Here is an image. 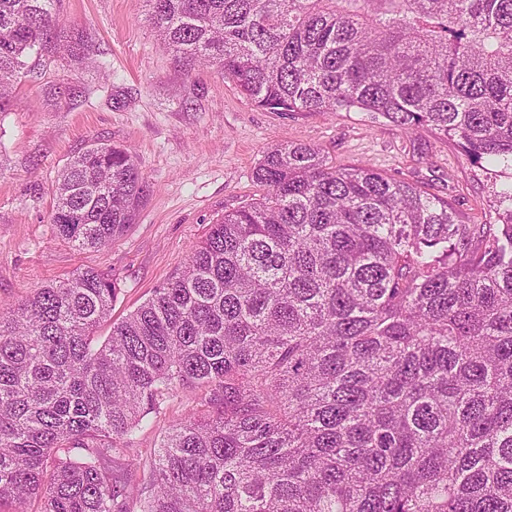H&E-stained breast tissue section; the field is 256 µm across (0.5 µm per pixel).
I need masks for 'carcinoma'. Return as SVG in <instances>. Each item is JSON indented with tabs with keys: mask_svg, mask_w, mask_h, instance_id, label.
Segmentation results:
<instances>
[{
	"mask_svg": "<svg viewBox=\"0 0 512 512\" xmlns=\"http://www.w3.org/2000/svg\"><path fill=\"white\" fill-rule=\"evenodd\" d=\"M55 0H0V112L70 40ZM165 45L268 112H359L450 138L506 175L494 222L308 144L254 170L119 322L93 267L0 313V504L130 512L128 452L180 389L203 409L146 467L140 512H512V0H145ZM148 196L134 153L94 142L59 172L50 223L79 250ZM110 333L99 335L106 323Z\"/></svg>",
	"mask_w": 512,
	"mask_h": 512,
	"instance_id": "obj_1",
	"label": "carcinoma"
}]
</instances>
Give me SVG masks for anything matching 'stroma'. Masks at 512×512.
Returning a JSON list of instances; mask_svg holds the SVG:
<instances>
[{
  "label": "stroma",
  "mask_w": 512,
  "mask_h": 512,
  "mask_svg": "<svg viewBox=\"0 0 512 512\" xmlns=\"http://www.w3.org/2000/svg\"><path fill=\"white\" fill-rule=\"evenodd\" d=\"M71 35L95 38L99 64L74 60L16 89L0 114V307L93 267L121 291V320L181 268L210 224L255 201L253 171L278 143L317 147L333 165L367 164L447 199L462 224L493 212L492 180L452 141L408 133L386 120L346 112H269L214 67H186L158 40L143 0H57ZM80 94L68 98L63 89ZM129 147L149 196L126 235L96 251L59 241L49 222L59 170L91 140ZM200 393H175L153 427L134 440L116 475L143 465L169 426L199 409Z\"/></svg>",
  "instance_id": "stroma-1"
}]
</instances>
